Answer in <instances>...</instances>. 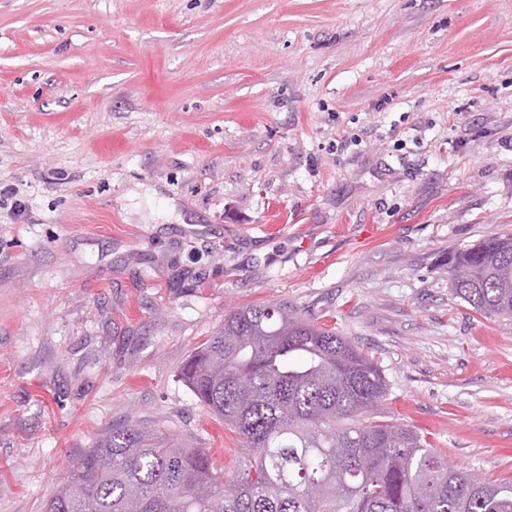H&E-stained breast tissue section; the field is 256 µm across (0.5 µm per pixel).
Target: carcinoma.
<instances>
[{
    "mask_svg": "<svg viewBox=\"0 0 512 512\" xmlns=\"http://www.w3.org/2000/svg\"><path fill=\"white\" fill-rule=\"evenodd\" d=\"M448 280L476 313L512 317V233L450 251ZM180 380L250 450L233 472L130 421L81 453L42 512H512V480L459 472L416 431L374 420L380 365L284 304L230 312Z\"/></svg>",
    "mask_w": 512,
    "mask_h": 512,
    "instance_id": "obj_1",
    "label": "carcinoma"
}]
</instances>
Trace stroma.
Wrapping results in <instances>:
<instances>
[{"instance_id": "stroma-1", "label": "stroma", "mask_w": 512, "mask_h": 512, "mask_svg": "<svg viewBox=\"0 0 512 512\" xmlns=\"http://www.w3.org/2000/svg\"><path fill=\"white\" fill-rule=\"evenodd\" d=\"M0 512L126 420L236 437L178 379L285 302L382 367L377 417L512 478V318L450 250L512 230V0H0Z\"/></svg>"}]
</instances>
